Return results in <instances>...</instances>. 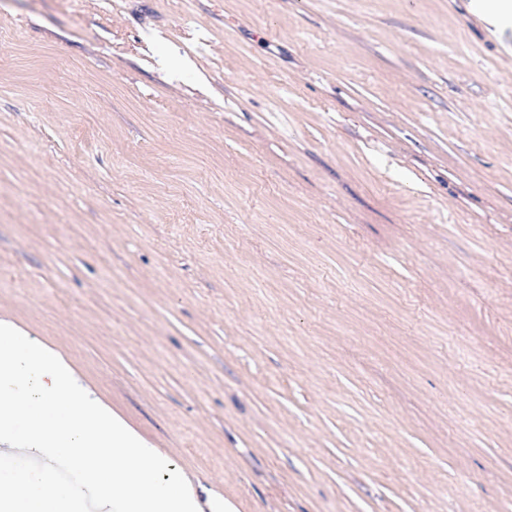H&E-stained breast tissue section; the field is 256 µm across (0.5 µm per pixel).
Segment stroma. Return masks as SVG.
<instances>
[{
	"label": "stroma",
	"instance_id": "stroma-1",
	"mask_svg": "<svg viewBox=\"0 0 512 512\" xmlns=\"http://www.w3.org/2000/svg\"><path fill=\"white\" fill-rule=\"evenodd\" d=\"M472 0H0V319L235 512H512V56Z\"/></svg>",
	"mask_w": 512,
	"mask_h": 512
}]
</instances>
